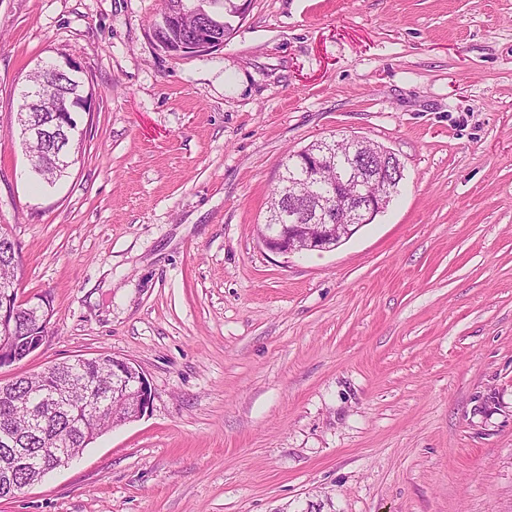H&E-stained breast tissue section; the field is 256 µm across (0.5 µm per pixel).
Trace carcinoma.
Here are the masks:
<instances>
[{"label": "carcinoma", "mask_w": 512, "mask_h": 512, "mask_svg": "<svg viewBox=\"0 0 512 512\" xmlns=\"http://www.w3.org/2000/svg\"><path fill=\"white\" fill-rule=\"evenodd\" d=\"M303 176L299 162L288 161L285 174L273 189L272 196L282 192L284 185ZM16 246L9 235L0 232V282L14 279ZM21 308L12 337V349L26 358V351L35 329L26 312L29 303L18 300L17 288L0 287V306ZM131 382L132 374L112 371V356L81 358L73 364L58 365L43 374L24 375L0 384V440L14 437L13 448L30 453L37 465L50 462L46 448H86L91 439L108 429L105 420L92 419L91 410L107 407L112 401L115 381ZM34 480V472L20 470L7 479H0V498L13 489Z\"/></svg>", "instance_id": "1"}]
</instances>
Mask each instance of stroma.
<instances>
[{"label": "stroma", "instance_id": "obj_1", "mask_svg": "<svg viewBox=\"0 0 512 512\" xmlns=\"http://www.w3.org/2000/svg\"><path fill=\"white\" fill-rule=\"evenodd\" d=\"M163 0H0V228L41 346L0 383L134 361L148 413L0 512H512V0H252L158 49ZM72 58L96 96L60 180L10 125ZM394 152L331 251L258 232L288 153ZM185 1L187 6L192 4V1L197 0H182ZM250 0H238L237 10L233 13L225 14L224 6L227 8L231 5H236V0H224L223 13L216 11L212 8V5L208 3H202L197 1L192 9H200L197 12L204 19L194 28L193 32L187 33L183 39V42L175 41L174 39L165 36L166 32L171 29H177L181 32L179 27V14L175 11H164L163 9H180L181 0H163V7L156 19L155 24L152 26L151 23V34L155 45L164 50L165 52L172 53L174 55L182 54H196L203 55L213 51L215 48H220L224 44L231 32L234 29L224 30V24L234 27V24H239L243 21L249 11Z\"/></svg>", "mask_w": 512, "mask_h": 512}]
</instances>
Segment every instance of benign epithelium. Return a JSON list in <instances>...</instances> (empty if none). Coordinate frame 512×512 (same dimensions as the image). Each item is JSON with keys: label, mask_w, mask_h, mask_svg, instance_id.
<instances>
[{"label": "benign epithelium", "mask_w": 512, "mask_h": 512, "mask_svg": "<svg viewBox=\"0 0 512 512\" xmlns=\"http://www.w3.org/2000/svg\"><path fill=\"white\" fill-rule=\"evenodd\" d=\"M203 20L187 34L182 41L166 37V32L179 28V14L164 11L159 14L151 28L155 45L174 55H203L224 44V25L232 26L243 21L249 11V0H238L237 10L224 14L205 3L194 5ZM42 78L27 85L28 101L35 103L45 95L55 92L58 78L71 83L83 84V69L75 60L65 57L63 61L52 62L41 69ZM93 95L85 92L68 91L59 102L56 125L46 127L33 122L29 111L17 112L16 122L23 142L34 139L51 140L55 130L60 129L75 139L80 130L76 114L93 111ZM32 168L40 170L46 165L66 169L70 165V154L54 149L40 158H29ZM307 176L336 168V179L330 181L329 191L314 197L308 196L302 187L291 194H282L280 201L270 207L269 216L289 211L293 223L278 225V233L261 232L265 246L282 254H296L304 251H330L349 238L363 224H369L375 216L385 210L390 193L401 181L402 165L391 151L373 146L361 137H331L323 140L310 150L302 153ZM14 308L0 309V368L16 362L11 348ZM137 378L131 386L123 389L120 396L123 410L115 424L138 420L153 403L151 385L141 369H136Z\"/></svg>", "instance_id": "1"}]
</instances>
